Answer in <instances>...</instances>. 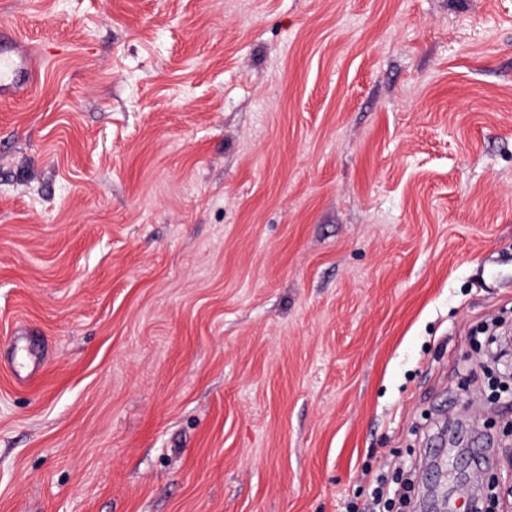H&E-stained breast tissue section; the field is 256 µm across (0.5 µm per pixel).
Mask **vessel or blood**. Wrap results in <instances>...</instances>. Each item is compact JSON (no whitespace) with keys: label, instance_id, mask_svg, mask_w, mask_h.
Here are the masks:
<instances>
[{"label":"vessel or blood","instance_id":"b4317fda","mask_svg":"<svg viewBox=\"0 0 512 512\" xmlns=\"http://www.w3.org/2000/svg\"><path fill=\"white\" fill-rule=\"evenodd\" d=\"M38 70L22 38L13 30L0 28V97H19L34 92Z\"/></svg>","mask_w":512,"mask_h":512}]
</instances>
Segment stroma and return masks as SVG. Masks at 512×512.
<instances>
[{
    "label": "stroma",
    "instance_id": "35a3bbf8",
    "mask_svg": "<svg viewBox=\"0 0 512 512\" xmlns=\"http://www.w3.org/2000/svg\"><path fill=\"white\" fill-rule=\"evenodd\" d=\"M0 26V512H417L480 454L512 512V0ZM38 70L23 39L13 30L0 28V97H19L34 92Z\"/></svg>",
    "mask_w": 512,
    "mask_h": 512
}]
</instances>
